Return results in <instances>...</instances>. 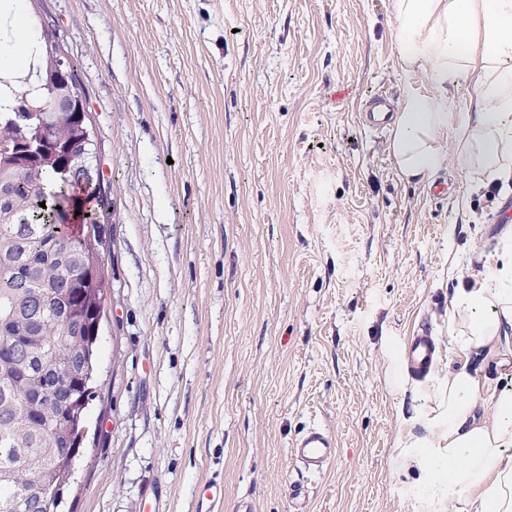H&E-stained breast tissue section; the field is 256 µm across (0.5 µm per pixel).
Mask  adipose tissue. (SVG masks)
<instances>
[{
	"instance_id": "ef3b65f1",
	"label": "adipose tissue",
	"mask_w": 512,
	"mask_h": 512,
	"mask_svg": "<svg viewBox=\"0 0 512 512\" xmlns=\"http://www.w3.org/2000/svg\"><path fill=\"white\" fill-rule=\"evenodd\" d=\"M7 21L0 41L25 60L30 27L15 0L0 5ZM394 39L409 67L440 90L466 84L474 106L456 126L439 97L412 91L400 104L392 155L403 179H430L441 142L454 135L458 159L486 182L512 179V0H394ZM449 357L435 406L426 408L429 436L418 453L403 454L402 471L419 474L418 492L432 512H512V363L501 346L512 340V236L491 254L486 272L448 299ZM483 355L507 383L493 414L479 419L484 382L469 368Z\"/></svg>"
}]
</instances>
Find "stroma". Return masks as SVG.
<instances>
[{
	"label": "stroma",
	"instance_id": "1",
	"mask_svg": "<svg viewBox=\"0 0 512 512\" xmlns=\"http://www.w3.org/2000/svg\"><path fill=\"white\" fill-rule=\"evenodd\" d=\"M77 62L111 202L97 387L61 512H423L396 463L438 384L410 378L428 330L448 368V297L498 248L512 190L441 145L404 181L362 123L427 77L393 0H23ZM450 183L448 195L431 192ZM330 432L307 470L294 443ZM334 439L321 428L312 427L299 439L294 448L295 455L305 466L321 469L335 454Z\"/></svg>",
	"mask_w": 512,
	"mask_h": 512
}]
</instances>
